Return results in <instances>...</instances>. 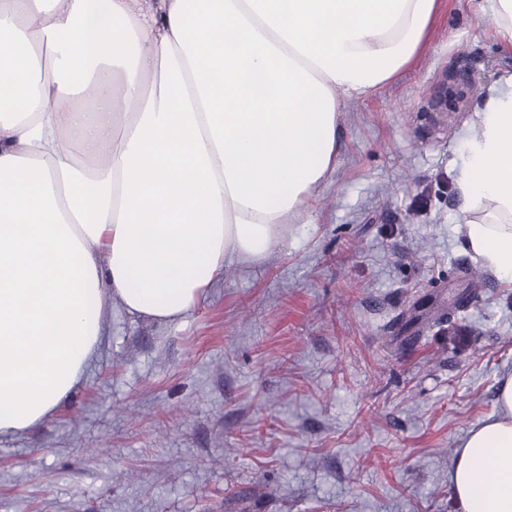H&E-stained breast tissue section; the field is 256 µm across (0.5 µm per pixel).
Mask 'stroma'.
I'll list each match as a JSON object with an SVG mask.
<instances>
[{
    "instance_id": "1",
    "label": "stroma",
    "mask_w": 512,
    "mask_h": 512,
    "mask_svg": "<svg viewBox=\"0 0 512 512\" xmlns=\"http://www.w3.org/2000/svg\"><path fill=\"white\" fill-rule=\"evenodd\" d=\"M511 73L481 0H443L416 64L344 101L336 170L275 253L225 262L177 323L104 297L75 394L0 437V512H454L512 373V287L454 306L469 126Z\"/></svg>"
}]
</instances>
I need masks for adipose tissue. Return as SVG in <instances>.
I'll list each match as a JSON object with an SVG mask.
<instances>
[{
	"label": "adipose tissue",
	"instance_id": "ef3b65f1",
	"mask_svg": "<svg viewBox=\"0 0 512 512\" xmlns=\"http://www.w3.org/2000/svg\"><path fill=\"white\" fill-rule=\"evenodd\" d=\"M441 0H0V435L69 401L101 298L178 322L254 265L336 170L342 98L424 54ZM460 182L466 250L512 284V96ZM450 476L512 512V375Z\"/></svg>",
	"mask_w": 512,
	"mask_h": 512
}]
</instances>
